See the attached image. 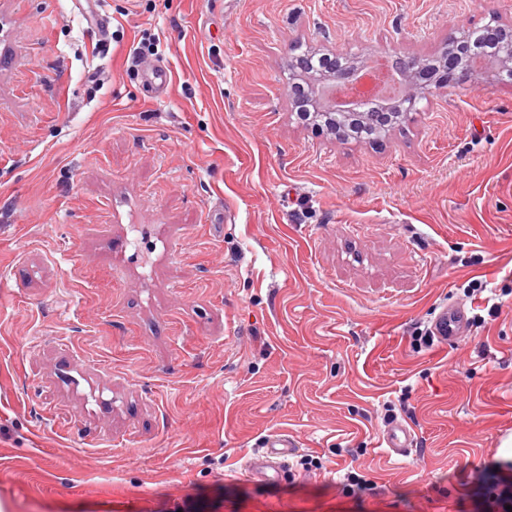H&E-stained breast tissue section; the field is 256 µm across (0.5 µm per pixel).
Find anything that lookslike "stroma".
<instances>
[{"mask_svg": "<svg viewBox=\"0 0 512 512\" xmlns=\"http://www.w3.org/2000/svg\"><path fill=\"white\" fill-rule=\"evenodd\" d=\"M492 14L512 0H0V512H470L512 430V84L353 140L298 122L288 66L431 56ZM474 277L497 315L416 349ZM283 431L321 469L253 482ZM382 443L394 454L404 456L413 448V434L403 423L394 422L383 435ZM344 481L346 484L344 486L347 494L353 495H363V494H376L378 490L377 484L367 478L366 475L358 473L356 471H348L344 475Z\"/></svg>", "mask_w": 512, "mask_h": 512, "instance_id": "1", "label": "stroma"}]
</instances>
